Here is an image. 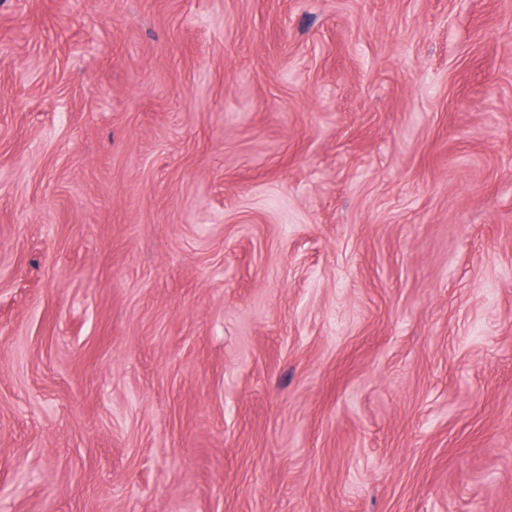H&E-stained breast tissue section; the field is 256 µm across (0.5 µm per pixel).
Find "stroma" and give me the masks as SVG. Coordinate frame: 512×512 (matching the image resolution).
I'll return each instance as SVG.
<instances>
[{
    "instance_id": "stroma-1",
    "label": "stroma",
    "mask_w": 512,
    "mask_h": 512,
    "mask_svg": "<svg viewBox=\"0 0 512 512\" xmlns=\"http://www.w3.org/2000/svg\"><path fill=\"white\" fill-rule=\"evenodd\" d=\"M0 512H512V0H0Z\"/></svg>"
}]
</instances>
